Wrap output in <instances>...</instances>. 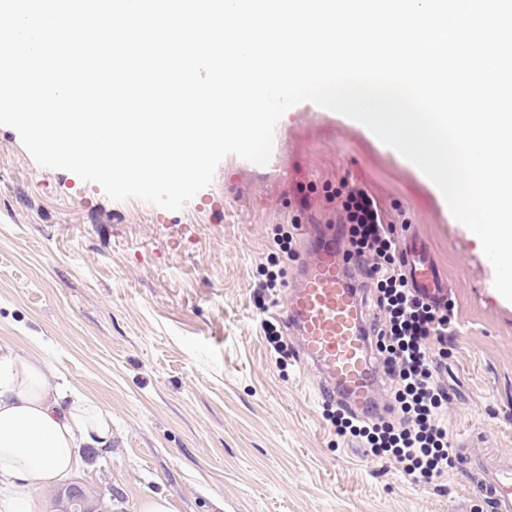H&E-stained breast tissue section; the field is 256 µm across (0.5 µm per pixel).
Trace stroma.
Here are the masks:
<instances>
[{
  "label": "stroma",
  "instance_id": "obj_1",
  "mask_svg": "<svg viewBox=\"0 0 512 512\" xmlns=\"http://www.w3.org/2000/svg\"><path fill=\"white\" fill-rule=\"evenodd\" d=\"M373 193L399 236L420 237L455 304L456 339L440 378L448 436L476 457L512 459V302L488 290L479 242L402 155L338 112L288 110L266 165L225 157L178 211L109 199L95 183L38 165L0 126V346L42 356L112 415V445L81 448L59 485L28 482L38 512L60 485L141 512H492L457 463L438 482L337 436L317 371L276 362L263 323L285 299L254 300L276 251L335 216L327 186Z\"/></svg>",
  "mask_w": 512,
  "mask_h": 512
}]
</instances>
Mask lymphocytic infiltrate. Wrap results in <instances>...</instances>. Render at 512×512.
<instances>
[{
	"instance_id": "lymphocytic-infiltrate-1",
	"label": "lymphocytic infiltrate",
	"mask_w": 512,
	"mask_h": 512,
	"mask_svg": "<svg viewBox=\"0 0 512 512\" xmlns=\"http://www.w3.org/2000/svg\"><path fill=\"white\" fill-rule=\"evenodd\" d=\"M329 199L336 204L346 255L375 288L372 339L401 418L369 422L340 407L326 415L337 435L358 437L372 456L388 458L417 478H441L456 462L445 420L448 391L438 378L454 345V305L444 296L426 299L411 286L396 226L365 188L343 178Z\"/></svg>"
}]
</instances>
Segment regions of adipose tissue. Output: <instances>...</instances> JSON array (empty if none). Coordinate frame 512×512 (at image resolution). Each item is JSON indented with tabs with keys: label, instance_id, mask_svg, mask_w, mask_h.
I'll return each mask as SVG.
<instances>
[{
	"label": "adipose tissue",
	"instance_id": "obj_1",
	"mask_svg": "<svg viewBox=\"0 0 512 512\" xmlns=\"http://www.w3.org/2000/svg\"><path fill=\"white\" fill-rule=\"evenodd\" d=\"M112 441V417L42 357L0 353V483L52 486L76 464L80 443Z\"/></svg>",
	"mask_w": 512,
	"mask_h": 512
}]
</instances>
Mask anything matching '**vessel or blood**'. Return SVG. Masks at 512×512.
Returning <instances> with one entry per match:
<instances>
[{"label":"vessel or blood","instance_id":"b4317fda","mask_svg":"<svg viewBox=\"0 0 512 512\" xmlns=\"http://www.w3.org/2000/svg\"><path fill=\"white\" fill-rule=\"evenodd\" d=\"M409 277L428 297L446 290L430 253L418 240L405 246ZM285 320L299 359L318 370L319 394L335 399L360 417H389L393 408L379 394L380 367L361 285L335 230L315 239L294 273ZM481 482L495 512H512V468L486 470Z\"/></svg>","mask_w":512,"mask_h":512}]
</instances>
